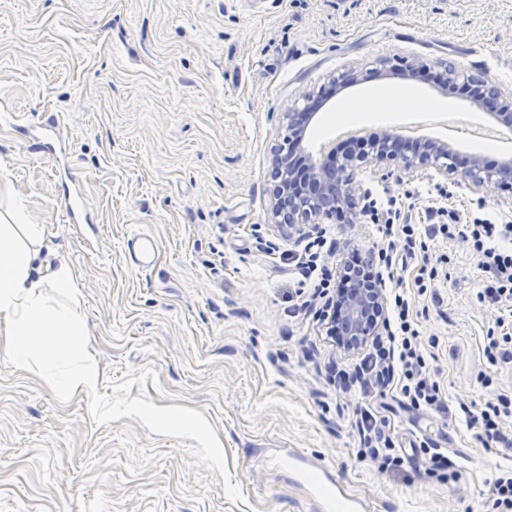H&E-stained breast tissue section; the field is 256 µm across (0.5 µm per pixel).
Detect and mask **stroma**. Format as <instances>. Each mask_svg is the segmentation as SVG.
Here are the masks:
<instances>
[{"mask_svg": "<svg viewBox=\"0 0 512 512\" xmlns=\"http://www.w3.org/2000/svg\"><path fill=\"white\" fill-rule=\"evenodd\" d=\"M379 57L394 71L337 89L307 135L336 131L337 111L373 94L483 120L431 77L452 63L512 93V0H0V182L44 226L48 261L71 264L78 301L52 299L83 322L98 368L93 395H62L0 353V512H322L288 468L292 449L366 512H481L512 450L401 406L391 376L361 390L366 348L335 350L291 259L303 242L269 219L288 103ZM412 59L425 77L397 72ZM48 118L67 164L22 145ZM71 172L96 229L64 221ZM360 188L396 198L413 224L442 204L512 218V193L485 198L432 169L369 170ZM140 232L158 243L148 271L127 257ZM316 233L334 244V275L378 241L366 219ZM432 253L451 257L450 276L412 303L450 404L512 395V362L483 357L501 311L476 299L486 275L469 240L435 239ZM364 411L390 423L400 465L356 460ZM425 437L459 480L419 462Z\"/></svg>", "mask_w": 512, "mask_h": 512, "instance_id": "stroma-1", "label": "stroma"}]
</instances>
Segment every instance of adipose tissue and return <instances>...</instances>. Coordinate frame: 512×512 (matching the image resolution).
Listing matches in <instances>:
<instances>
[{"label": "adipose tissue", "mask_w": 512, "mask_h": 512, "mask_svg": "<svg viewBox=\"0 0 512 512\" xmlns=\"http://www.w3.org/2000/svg\"><path fill=\"white\" fill-rule=\"evenodd\" d=\"M47 243L40 225L28 223L23 202L0 186V352L35 368L62 394L88 393L97 368L83 349L84 325L54 310L49 289L72 290L75 274L63 260L41 264Z\"/></svg>", "instance_id": "ef3b65f1"}]
</instances>
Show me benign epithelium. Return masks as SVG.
<instances>
[{
  "instance_id": "benign-epithelium-1",
  "label": "benign epithelium",
  "mask_w": 512,
  "mask_h": 512,
  "mask_svg": "<svg viewBox=\"0 0 512 512\" xmlns=\"http://www.w3.org/2000/svg\"><path fill=\"white\" fill-rule=\"evenodd\" d=\"M370 72L349 66L330 78L333 87L355 85ZM442 88L463 86L471 90V99L485 108L502 126L512 129V96L505 95L484 75L468 73L453 64L442 71ZM320 99L304 91L288 104L283 120L288 128L285 143L270 150V217L272 223L287 226L289 233L306 238L318 225L336 216L346 223H358L359 173L374 167L387 171L401 181L420 170L433 168L445 179L466 184L476 192L494 196L501 190L512 192V162L487 167L473 156L460 167L452 161L448 143L436 140L406 144L392 130L382 132L369 145L345 152L332 162L315 159L303 153L306 123ZM328 331L336 349L349 352L379 335L385 323L386 295L376 279H363L351 274L349 265L339 272L334 293L322 305Z\"/></svg>"
}]
</instances>
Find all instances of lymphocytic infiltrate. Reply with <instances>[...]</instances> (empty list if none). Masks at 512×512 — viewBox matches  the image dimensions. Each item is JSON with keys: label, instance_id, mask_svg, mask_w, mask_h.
<instances>
[{"label": "lymphocytic infiltrate", "instance_id": "obj_1", "mask_svg": "<svg viewBox=\"0 0 512 512\" xmlns=\"http://www.w3.org/2000/svg\"><path fill=\"white\" fill-rule=\"evenodd\" d=\"M363 210L381 235L377 264L390 285L391 315L386 342L368 355L367 369L376 374L395 372L401 403L418 411L445 413L451 419L476 429L478 436L511 448L512 436L504 431L506 424L512 422L511 395L497 394L476 411L464 404L449 407L435 371L422 349L412 301L402 286L392 251L394 245H402L406 256L415 260L413 285L422 295L435 282L448 276L447 256H440L434 264L426 260L435 238L450 239L458 235L470 238L478 264L487 274L477 299L500 306L503 310L495 328L488 330L484 345L485 359L494 366L512 360V221L497 222L483 215L465 221L455 209L439 206L429 208L430 222L420 226L408 223L401 204L391 197L383 200L369 198ZM362 424L365 446L359 449L358 459H368L383 467L399 463L395 443L385 422L368 414L363 416Z\"/></svg>", "mask_w": 512, "mask_h": 512}]
</instances>
